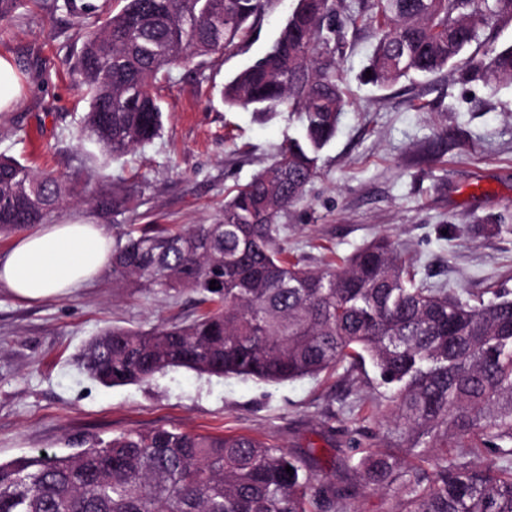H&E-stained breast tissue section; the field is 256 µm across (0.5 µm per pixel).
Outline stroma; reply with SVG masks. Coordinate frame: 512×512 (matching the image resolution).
Here are the masks:
<instances>
[{
    "mask_svg": "<svg viewBox=\"0 0 512 512\" xmlns=\"http://www.w3.org/2000/svg\"><path fill=\"white\" fill-rule=\"evenodd\" d=\"M295 0H269L240 48L174 71L161 92L163 130L152 143L102 160L71 131L87 104L72 73L82 50L77 21L32 0L0 23V56L21 79L17 105L0 112V153L75 185L53 222L83 219L119 238L130 225L209 224L227 188L248 182L296 131L288 112L224 105L220 91L262 56ZM374 40L346 27L336 58L350 89L320 172L283 222L288 249L323 266L391 237L419 279L470 299L512 291V84L472 63L381 88L366 78ZM135 185L133 210L115 216L107 187ZM199 297L117 286L104 268L72 294L25 301L0 286V461L73 452L86 438L156 427L249 434L306 455L318 468L398 444L391 406L373 368L354 384L342 371L265 384L180 368L106 387L78 367L86 341L108 326L149 329L192 319Z\"/></svg>",
    "mask_w": 512,
    "mask_h": 512,
    "instance_id": "stroma-1",
    "label": "stroma"
}]
</instances>
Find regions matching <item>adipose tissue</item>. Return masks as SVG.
Listing matches in <instances>:
<instances>
[{
    "mask_svg": "<svg viewBox=\"0 0 512 512\" xmlns=\"http://www.w3.org/2000/svg\"><path fill=\"white\" fill-rule=\"evenodd\" d=\"M112 238L97 224H43L18 237L0 257V285L37 300L90 282L110 262Z\"/></svg>",
    "mask_w": 512,
    "mask_h": 512,
    "instance_id": "adipose-tissue-1",
    "label": "adipose tissue"
}]
</instances>
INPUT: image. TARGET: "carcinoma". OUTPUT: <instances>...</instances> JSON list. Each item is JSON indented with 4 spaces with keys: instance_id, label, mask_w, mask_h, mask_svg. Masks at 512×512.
<instances>
[{
    "instance_id": "obj_1",
    "label": "carcinoma",
    "mask_w": 512,
    "mask_h": 512,
    "mask_svg": "<svg viewBox=\"0 0 512 512\" xmlns=\"http://www.w3.org/2000/svg\"><path fill=\"white\" fill-rule=\"evenodd\" d=\"M79 19L72 72L88 97L74 131L108 156L151 143L163 128L157 89L173 71L232 54L268 0H42ZM512 0H370L342 15L336 0H296L267 52L220 91L230 107L298 116L300 129L224 202L211 224L147 225L113 243L112 276L137 288L190 289L205 305L191 322L150 331L108 327L79 354L105 386L148 381L175 368L282 383L373 366L406 441L349 466L364 490L390 487L396 512H512V298L463 300L415 279L388 237L335 265L289 255L283 214L304 196L347 105L336 71L345 25L362 23L375 51L371 80L388 86L455 64ZM488 67L512 83V45ZM75 189L0 154V234L44 224ZM134 194L113 189L118 216ZM216 281L217 289L209 288ZM492 449L496 462L469 456ZM294 470L286 473V467ZM355 486L313 471L247 434L222 437L156 428L91 438L64 455L0 462V512H352Z\"/></svg>"
}]
</instances>
